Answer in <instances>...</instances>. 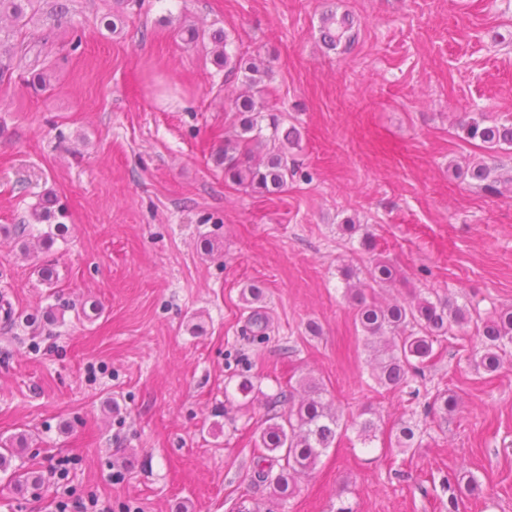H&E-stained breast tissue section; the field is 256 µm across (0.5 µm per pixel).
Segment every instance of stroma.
I'll return each instance as SVG.
<instances>
[{
	"label": "stroma",
	"instance_id": "obj_1",
	"mask_svg": "<svg viewBox=\"0 0 512 512\" xmlns=\"http://www.w3.org/2000/svg\"><path fill=\"white\" fill-rule=\"evenodd\" d=\"M53 4L29 26L55 47L49 87H0V440L18 441L11 468L45 478L0 473V512L93 498L110 512H448L454 475L478 484L459 512H512V364L476 370L469 325L419 397L379 385L343 276L360 268L381 302L512 306V192L466 173L482 160L510 176L512 150L457 126L512 120V0H70L62 18ZM328 10L353 16L349 52L322 47ZM191 27L269 64L262 133L300 132L286 191L243 189L215 164L244 85L211 44L184 41ZM50 191L67 231L46 249L30 211ZM379 262L394 279L372 289ZM246 378L298 397L315 380L348 425L292 495L254 476L266 407L242 406ZM444 389L448 416L426 408ZM369 418L366 446L350 422ZM406 422L410 448L390 446Z\"/></svg>",
	"mask_w": 512,
	"mask_h": 512
}]
</instances>
